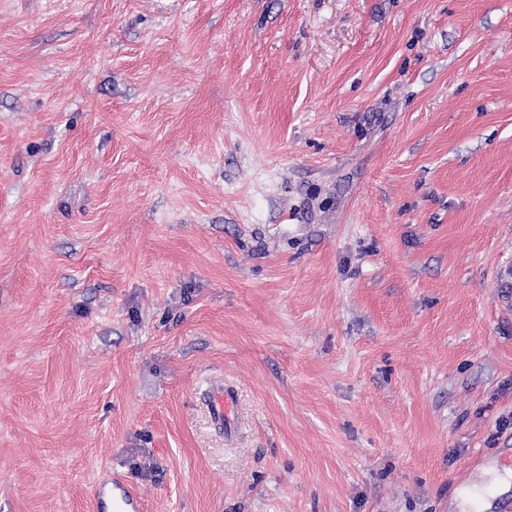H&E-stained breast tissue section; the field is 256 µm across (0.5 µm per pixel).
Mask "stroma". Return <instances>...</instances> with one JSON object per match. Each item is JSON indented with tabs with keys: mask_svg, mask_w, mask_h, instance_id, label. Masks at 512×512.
<instances>
[{
	"mask_svg": "<svg viewBox=\"0 0 512 512\" xmlns=\"http://www.w3.org/2000/svg\"><path fill=\"white\" fill-rule=\"evenodd\" d=\"M506 448L512 0H0V512H460ZM209 406L211 417L214 424L219 428H224V423L228 424L230 415L234 408V396L227 389L219 388L210 393ZM96 493L107 512H140L142 509L135 492L122 478L115 475L103 481L97 487Z\"/></svg>",
	"mask_w": 512,
	"mask_h": 512,
	"instance_id": "stroma-1",
	"label": "stroma"
}]
</instances>
